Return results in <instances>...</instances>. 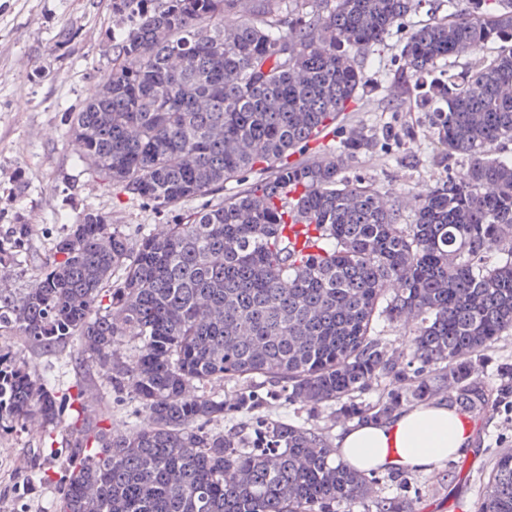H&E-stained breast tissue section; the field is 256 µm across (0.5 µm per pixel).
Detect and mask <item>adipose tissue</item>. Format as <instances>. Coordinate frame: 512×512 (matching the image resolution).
Returning a JSON list of instances; mask_svg holds the SVG:
<instances>
[{"instance_id": "1", "label": "adipose tissue", "mask_w": 512, "mask_h": 512, "mask_svg": "<svg viewBox=\"0 0 512 512\" xmlns=\"http://www.w3.org/2000/svg\"><path fill=\"white\" fill-rule=\"evenodd\" d=\"M468 425L438 402L403 408L385 420L368 419L347 429L336 457L363 472L429 471L469 442Z\"/></svg>"}]
</instances>
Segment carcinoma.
Returning <instances> with one entry per match:
<instances>
[{"instance_id": "cac0c4a2", "label": "carcinoma", "mask_w": 512, "mask_h": 512, "mask_svg": "<svg viewBox=\"0 0 512 512\" xmlns=\"http://www.w3.org/2000/svg\"><path fill=\"white\" fill-rule=\"evenodd\" d=\"M420 0H112L121 36L93 79L70 136L108 186L165 210L224 189L260 166L272 177L167 224L131 247L85 209L55 259L16 297L0 329L37 342L80 340L108 386L139 399L121 430L71 427L75 452L57 512H334L368 498L372 478L336 461L317 432L284 422L251 435L205 425L252 404L207 384L285 380L291 404L336 403L380 418L445 379L461 408L486 407L479 353L512 328V0H448V20L412 32L392 94L430 113L457 175L392 199L346 180L353 135L329 162L287 161L370 92L355 56L372 51ZM498 45L492 55L484 54ZM472 56L457 70L453 60ZM448 63L441 69L439 65ZM312 226L304 255L279 233ZM406 327L397 353L376 319ZM129 338L134 349L123 352ZM391 389L355 402L372 382ZM52 422L60 405L0 356V415ZM375 512H411L373 501ZM478 512H512V456L499 458Z\"/></svg>"}]
</instances>
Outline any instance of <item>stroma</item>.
Listing matches in <instances>:
<instances>
[{"mask_svg": "<svg viewBox=\"0 0 512 512\" xmlns=\"http://www.w3.org/2000/svg\"><path fill=\"white\" fill-rule=\"evenodd\" d=\"M112 0H0V247L14 263L0 275V289L19 293L30 287L53 255V240L87 208L106 213L131 245L165 224L239 191L242 181L224 190L159 211L129 198L97 179L78 159L69 136L70 118L85 100L94 75L109 65ZM446 0H422L398 32L357 64L371 92L351 103L334 134L310 143L303 159H331L336 146L354 134L370 148L346 159L342 174L371 183L404 202L403 223L413 213L406 204L437 179L458 171L462 156H448L428 113L408 95L392 97L390 87L403 71L401 48L406 36L433 19H447ZM74 39L59 47L65 32ZM25 365L57 394L86 393L84 417L100 427L124 429L142 417L132 392L117 393L103 370L82 358L76 340L43 344L0 333V354ZM481 378L499 390L512 384V329L502 333L481 355ZM209 392L234 403L241 392L258 405L211 422L215 431L248 432L261 422L305 427L336 443L350 427L333 404L288 403L281 387L265 377L209 385ZM472 442L432 470L413 472L407 484L393 473L376 472L370 499L340 504L336 512H374L372 501L406 502L413 512H477V502L496 460L512 455V409L503 403L471 415ZM64 422H34L15 427L0 419V512H53L64 481L62 462L70 448Z\"/></svg>", "mask_w": 512, "mask_h": 512, "instance_id": "1", "label": "stroma"}]
</instances>
